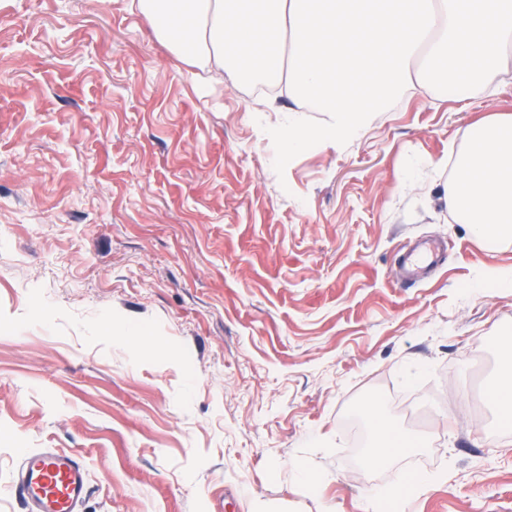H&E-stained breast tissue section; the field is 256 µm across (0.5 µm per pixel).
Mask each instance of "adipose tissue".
<instances>
[{
    "mask_svg": "<svg viewBox=\"0 0 512 512\" xmlns=\"http://www.w3.org/2000/svg\"><path fill=\"white\" fill-rule=\"evenodd\" d=\"M175 55L206 73L280 85L324 137L353 134L413 86L461 92L512 59V0H132ZM448 205L486 238H512V114L477 125L455 163ZM349 422L353 463L387 465L413 443L370 406Z\"/></svg>",
    "mask_w": 512,
    "mask_h": 512,
    "instance_id": "1",
    "label": "adipose tissue"
}]
</instances>
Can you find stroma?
I'll list each match as a JSON object with an SVG mask.
<instances>
[{"mask_svg": "<svg viewBox=\"0 0 512 512\" xmlns=\"http://www.w3.org/2000/svg\"><path fill=\"white\" fill-rule=\"evenodd\" d=\"M500 113L512 71L323 139L328 114L213 81L130 0H0V512H26L23 448L78 453V512H363L404 472L437 477L415 512H512L482 393L512 239L446 197ZM289 126L313 142L287 153ZM366 401L419 441L392 466L336 429Z\"/></svg>", "mask_w": 512, "mask_h": 512, "instance_id": "35a3bbf8", "label": "stroma"}]
</instances>
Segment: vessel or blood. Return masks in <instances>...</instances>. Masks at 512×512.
Instances as JSON below:
<instances>
[{
  "instance_id": "obj_1",
  "label": "vessel or blood",
  "mask_w": 512,
  "mask_h": 512,
  "mask_svg": "<svg viewBox=\"0 0 512 512\" xmlns=\"http://www.w3.org/2000/svg\"><path fill=\"white\" fill-rule=\"evenodd\" d=\"M16 489L30 512H76L89 492L76 452L21 449Z\"/></svg>"
}]
</instances>
